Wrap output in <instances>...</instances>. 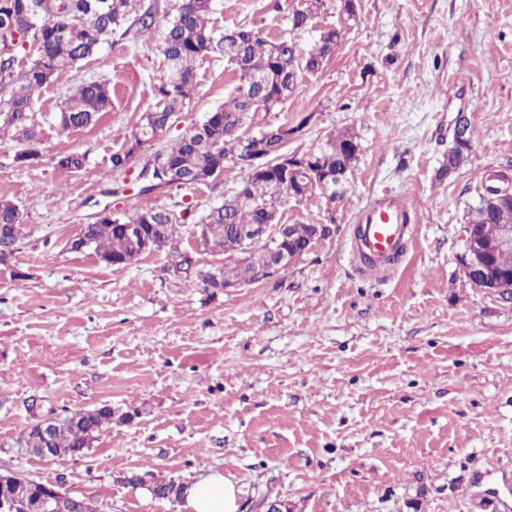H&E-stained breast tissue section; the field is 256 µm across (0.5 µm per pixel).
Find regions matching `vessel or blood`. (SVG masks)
<instances>
[{
    "instance_id": "1",
    "label": "vessel or blood",
    "mask_w": 512,
    "mask_h": 512,
    "mask_svg": "<svg viewBox=\"0 0 512 512\" xmlns=\"http://www.w3.org/2000/svg\"><path fill=\"white\" fill-rule=\"evenodd\" d=\"M412 222L405 198L384 197L364 206L357 215L358 255L380 262L399 254L411 236Z\"/></svg>"
}]
</instances>
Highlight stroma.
Returning <instances> with one entry per match:
<instances>
[{
  "instance_id": "stroma-1",
  "label": "stroma",
  "mask_w": 512,
  "mask_h": 512,
  "mask_svg": "<svg viewBox=\"0 0 512 512\" xmlns=\"http://www.w3.org/2000/svg\"><path fill=\"white\" fill-rule=\"evenodd\" d=\"M305 0H217L216 29L246 27L308 48L319 30L344 40L295 94L253 113L244 134L302 125L289 153L334 132L359 156L342 198L285 200L284 224L333 232L287 269L230 291L198 272L224 265L197 225L245 175L227 164L203 185L142 192L135 165L113 171L164 71L158 39L114 35L35 95L40 157L17 165L0 140V199L24 217L20 248L0 262V468L62 481L101 512H182L123 478L152 471L187 484L221 470L240 512L275 500L290 512H512V301L471 285L459 262L486 173L512 167V0H358L354 17L325 0L291 32ZM106 79L112 109L87 128L55 117L76 85ZM197 87L160 145L223 103V58L197 64ZM465 112L472 149L437 180L451 126ZM85 153L67 174L56 156ZM405 196L417 222L390 272L353 250L356 215ZM183 212L176 246L126 267L67 241L114 209ZM192 275H178L180 254ZM110 406L90 448L48 461L26 452L38 421Z\"/></svg>"
}]
</instances>
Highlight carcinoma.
I'll list each match as a JSON object with an SVG mask.
<instances>
[{
	"label": "carcinoma",
	"mask_w": 512,
	"mask_h": 512,
	"mask_svg": "<svg viewBox=\"0 0 512 512\" xmlns=\"http://www.w3.org/2000/svg\"><path fill=\"white\" fill-rule=\"evenodd\" d=\"M140 0H0V137L10 133L20 145L14 162L20 166L34 164L39 157L40 124L35 118L34 95L63 72L72 70L81 61L94 55L113 33L150 38L155 34L159 6L139 12ZM323 7V0H306V7L289 17L291 29L309 26ZM215 10L214 0H179L174 14L166 21L160 35V52L167 67L166 75L152 85L154 106L145 112L135 130L125 136L128 147L112 154L115 170L130 167L144 148L153 147L156 129L169 127L179 118L196 88V64L208 57H222L234 68L237 84L225 96L224 103L209 113L201 127L191 126L174 143L156 150L150 163L153 176L167 186L204 184L214 171H224L248 114L259 106L270 110L292 96L298 88L302 72L316 73L327 60L312 51L302 53L292 38L271 42L252 29L234 28L222 32L210 26ZM31 47L25 66L16 69L18 48ZM112 104L109 82L90 81L78 85L63 102L57 120L68 130L87 127L97 122ZM473 129L469 120L453 129L448 155L437 170L443 178L455 171L469 151ZM358 144L346 130L328 138L325 146L309 151V166L322 178L349 174L357 160ZM86 156L79 152L61 154L56 168L76 173L85 166ZM245 199L231 195L209 210L200 219L204 227L206 247L213 251L227 250V239L246 224L263 223L264 210L276 209L288 198L308 196V179L298 171L284 176L277 168L270 174L244 177ZM512 212V203L495 204L479 201L471 211L470 224H498L504 214ZM183 216L171 209L146 205L134 212L109 211L92 223L82 225L79 235L87 247L94 249L101 260L112 265L133 264L147 251L142 240L128 235L123 226L142 228L153 236L151 251L172 246L175 234L166 233L165 225L181 226ZM23 214L9 202H0V261L17 251ZM313 234L310 224L291 225L293 245L302 249ZM233 278L245 285L259 279L254 263L230 261L217 272L201 275L204 288H224V278ZM112 408L78 410L61 419L62 425L51 438H43L37 429L25 437L27 448H55L56 456H75L112 423ZM127 484L145 488L160 499L177 500L182 485L173 481H147L140 474L125 477Z\"/></svg>",
	"instance_id": "cac0c4a2"
}]
</instances>
